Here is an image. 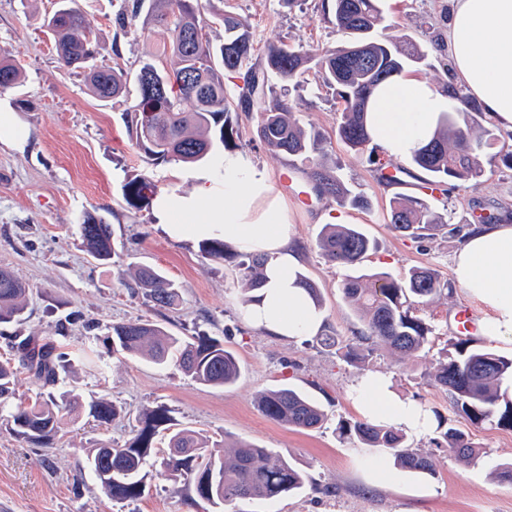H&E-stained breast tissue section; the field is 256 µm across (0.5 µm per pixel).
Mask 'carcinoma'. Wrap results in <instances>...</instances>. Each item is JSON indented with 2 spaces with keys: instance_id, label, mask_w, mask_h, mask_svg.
I'll list each match as a JSON object with an SVG mask.
<instances>
[{
  "instance_id": "1",
  "label": "carcinoma",
  "mask_w": 512,
  "mask_h": 512,
  "mask_svg": "<svg viewBox=\"0 0 512 512\" xmlns=\"http://www.w3.org/2000/svg\"><path fill=\"white\" fill-rule=\"evenodd\" d=\"M380 0H331L323 5L327 19L348 43L336 49L303 50L283 41L270 42L261 64L253 63L254 44L246 25L232 12L209 4L212 16L224 26V42L210 41L202 17L200 0H125L116 15L124 28L128 21L144 17L143 25L164 27L169 45L143 62L133 81L136 97L124 118L136 148L156 164L171 161L197 164L207 161L216 147H241L240 134L232 122V104L224 91L225 77L243 80L238 107L261 104L257 137L269 149L291 156L319 151L320 135L299 123L288 99L273 92L269 75L288 82H301L314 71L323 86L333 90L341 112L336 133L352 150L362 152L371 143L367 128V105L373 90L384 81L403 73L405 67L422 57L416 47L406 48L394 37L378 39L385 21ZM58 7L46 14L43 26L56 39L61 64L84 72L90 92L100 99L131 97V79L116 65L97 67L91 31L76 0H57ZM22 72L10 54L0 52V93L16 87ZM191 108L185 109L184 104ZM483 112L467 96L457 92L448 111L438 118L435 137L409 156L410 162L429 174L428 184L445 191L448 179L464 186L484 174L479 155L499 141L500 134ZM314 190L332 196L341 204L363 208L368 201L347 188L333 171L317 164L311 174ZM154 193L153 183L136 175L124 185L130 208L141 210ZM393 231L414 239H427L443 225L442 217L426 200L397 197L388 214ZM82 243L91 257L108 264L114 255L112 228L105 216L86 211L78 222ZM321 254L331 263L356 268L366 255L378 249L376 240L355 227L326 224L318 239ZM202 252L224 260L237 270L243 283L240 302L251 301L264 281L265 259L231 252L224 238L201 242ZM135 287L159 308L173 309L180 303L174 282L158 268L129 269ZM447 284L424 267L411 269L403 278L381 272L373 275H347L341 283L345 301L363 322L365 329L350 339L324 336L326 348L344 350V357L358 363L377 348L413 355L428 343L432 329L412 315L413 306L442 293ZM28 286L12 271L0 268V325H20L27 310ZM12 356L0 360V412L15 395L19 369L26 370L47 391L30 403L10 408L4 421L15 436L38 447L49 448L60 431L63 413L83 406L81 394L73 389L54 396L71 366V353L62 345L44 342L36 336L13 331L5 337ZM105 343L113 354L137 356L155 365H178L194 381L212 387H227L240 377L236 355L219 339L205 333L175 336L149 320L136 319L114 324ZM432 384L448 393L457 415L471 425L493 422L512 429V399L501 393L506 380H512V359L487 346L468 340L448 343L445 357L429 373ZM260 411L270 420L300 430L322 426L326 414L309 396L290 387L261 393ZM122 406L105 398L88 403V414L101 424L123 416ZM336 432L342 439H355L393 458L406 471L433 475L434 454L411 447L406 436L393 428L365 418L340 420ZM436 448H446L457 461L468 464L478 458L468 431L461 426H445L438 419ZM167 440L168 452L154 451L157 436ZM88 463L106 495L114 502L135 501L144 494L152 467L160 473L175 474L185 481L192 503L205 502L224 509L238 500L276 501L300 492L304 474L285 455L241 442L232 448L210 442L195 430L174 422L170 409L160 405L144 412L122 445H102L88 456Z\"/></svg>"
}]
</instances>
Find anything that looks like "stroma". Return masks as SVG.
<instances>
[{"label": "stroma", "instance_id": "stroma-1", "mask_svg": "<svg viewBox=\"0 0 512 512\" xmlns=\"http://www.w3.org/2000/svg\"><path fill=\"white\" fill-rule=\"evenodd\" d=\"M248 26L257 52L283 40L303 48H335L345 35L325 19L322 0H224ZM55 0H0V48L21 68L20 87L0 94V113H9L17 136L0 137V267L11 269L30 289L24 334L41 340L58 338L67 325L73 350L99 353L97 366L74 361L64 386L84 400L106 397L123 406L124 418L98 425L86 410L65 415L54 447L34 448L0 425V512H212L206 503L191 504L183 481L150 473L141 498L115 503L86 467L93 448L123 444L141 414L158 405L169 407L179 423L204 437L232 446L249 442L293 459L305 475L295 496L274 504L242 500L236 512H512V482L497 478L496 463L512 459V429L483 423L470 426L481 457L462 464L446 451L436 453L435 476L419 477L390 466L379 485L367 481L369 467L388 463L386 453L341 439L339 419L358 418L351 386L360 376L390 377L402 396L451 417L447 394L428 383L449 341L457 339L455 312L471 308L483 318L480 303L458 286L453 260L463 245L451 233L472 214L494 215L512 224V169L496 150L482 153L485 174L478 184L449 186L447 193L427 197L445 229L418 241L394 232L387 215L398 196L420 197L425 171L409 167L398 185L380 182L375 164L390 165L383 154L355 155L336 137L337 104L316 82L304 87L271 78L275 93L289 98L300 124L323 136L322 152L288 156L272 151L257 138L259 112H236L243 152L271 175L276 193L292 211V234L303 259L301 273L319 290L324 331L353 336L363 324L340 290L347 267L328 262L317 241L323 214L336 210L334 198L317 195L310 172L318 162L336 169L345 185L365 196L367 208H346L358 229L376 239L379 248L362 262L366 274L405 276L427 267L447 282V289L418 306L432 333L427 345L410 357L376 349L364 362H346L316 340L296 343L263 335L240 314L241 283L231 264L202 253L199 243L177 241L159 224L154 206L133 210L123 186L144 174L156 194H191V165H159L135 147L122 119L124 103L102 101L89 92L82 74L65 69L52 34L42 27ZM123 0H77L94 39L95 62L121 65L137 73L146 55L169 40L165 28H143L133 21L115 23ZM452 0H382L381 33L413 42L425 55L405 73L435 85L446 82L448 49L442 46ZM439 48H432V41ZM425 196V195H424ZM98 211L112 226L116 254L99 264L85 251L78 231L84 211ZM162 269L179 288L177 310L152 308L131 293L121 272L128 265ZM74 321H67V314ZM147 319L179 336L207 333L224 339L240 360L242 373L229 387L195 382L180 369H164L108 352L103 338L109 326ZM295 388L317 401L327 415L322 427L289 428L268 419L256 404L259 393Z\"/></svg>", "mask_w": 512, "mask_h": 512}]
</instances>
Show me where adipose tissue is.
<instances>
[{
  "label": "adipose tissue",
  "instance_id": "adipose-tissue-1",
  "mask_svg": "<svg viewBox=\"0 0 512 512\" xmlns=\"http://www.w3.org/2000/svg\"><path fill=\"white\" fill-rule=\"evenodd\" d=\"M446 43V84L402 75L375 92L368 125L383 155L405 157L431 139L436 117L460 85L512 131V0H452ZM193 178L191 195L169 193L156 201V216L169 236L220 237L239 252L265 257L263 286L255 301L241 306L243 320L263 334L296 342L318 336L324 315L298 282L302 256L290 233L288 206L268 171L228 151ZM453 274L486 309V334L512 344V224L473 225ZM352 389L359 412L372 423L418 437L435 428L433 415L395 393L386 377L363 375Z\"/></svg>",
  "mask_w": 512,
  "mask_h": 512
}]
</instances>
